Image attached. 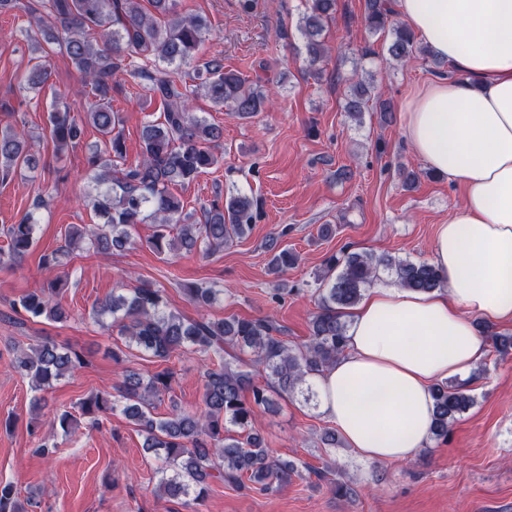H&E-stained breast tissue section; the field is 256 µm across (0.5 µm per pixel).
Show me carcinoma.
<instances>
[{
  "instance_id": "1",
  "label": "carcinoma",
  "mask_w": 512,
  "mask_h": 512,
  "mask_svg": "<svg viewBox=\"0 0 512 512\" xmlns=\"http://www.w3.org/2000/svg\"><path fill=\"white\" fill-rule=\"evenodd\" d=\"M32 0L25 6L35 29L28 32L40 52L27 76V90L41 92L50 80L44 45H56L74 66L91 101L82 114H72L66 104L48 112L51 140L60 154L80 145L82 127L90 125L101 135V146L86 156L87 171L96 186V214L105 222L95 227L72 225L66 235L67 253L74 251L123 250L135 244L132 229L150 220L155 230L148 246L159 255L182 247L206 253L219 250L252 229L256 201L246 194H231L203 208L202 220H191L181 200L172 193L219 163L216 149L223 129L198 115L193 95L198 91L214 106L227 108L242 119L266 112L273 105L261 80L246 81L213 58L198 68V84L192 90L183 83L179 69L193 58L210 27L198 15H182L175 0ZM306 12L298 22L305 61L312 76H321L327 48L326 24L336 18V0H306ZM390 0H368L365 24L370 33L392 34L389 57L399 63L431 55L416 45L409 28L393 19ZM127 72L140 80L151 99H160V119L142 132L141 157L125 159L123 115L112 110V92L117 74ZM372 100L364 82L353 83L343 110L359 119ZM40 159L31 152L23 134L8 126L0 130V178L16 171L35 170ZM177 236H172L173 229ZM7 250H0V266L25 258L35 243L34 216L27 214L7 230ZM274 248L269 269L277 277L296 265V253ZM386 271L401 287L431 292L445 285L441 271L428 262H414L391 255L373 256L343 249L326 258L317 274L318 311L310 322V336L294 347L271 317H230L213 321L205 313L223 290L200 283L183 286L197 316L188 317L170 307L165 292L149 283L127 289L102 300L92 310L93 319L117 328L125 347L150 358L167 361L176 353L214 355L220 363L204 372L202 407L187 411L172 405L168 416L155 413L156 402L172 390L173 372L166 369L143 375L128 369L115 393H96L81 400L80 416L93 427L122 407V413L144 436V448L162 461L157 492L186 498L185 505L201 504L211 483L242 490L251 484L264 491L286 486L303 478L301 466L274 454L253 430L258 413L272 411L280 397L312 394L311 378L336 363L346 349L344 310L356 305L364 287ZM62 279L30 292L13 304L28 321L45 317L55 322L68 315L57 299ZM112 318L107 324L104 318ZM481 331L501 357L512 353V336L498 334L483 325ZM16 367L34 389L42 391L66 375L87 365L75 349H63L39 340L18 350ZM264 373L265 384L255 383L253 371ZM435 419L432 434L448 436V425L475 402L465 383H437L433 387ZM15 486L0 482V512H27Z\"/></svg>"
}]
</instances>
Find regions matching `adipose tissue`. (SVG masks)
<instances>
[{
	"instance_id": "obj_1",
	"label": "adipose tissue",
	"mask_w": 512,
	"mask_h": 512,
	"mask_svg": "<svg viewBox=\"0 0 512 512\" xmlns=\"http://www.w3.org/2000/svg\"><path fill=\"white\" fill-rule=\"evenodd\" d=\"M400 18L447 64L408 101L406 139L464 190L438 225L431 262L447 287L377 279L347 317V348L316 380L319 407L371 461L425 447L433 385L487 355L476 320L512 324V0H396Z\"/></svg>"
}]
</instances>
